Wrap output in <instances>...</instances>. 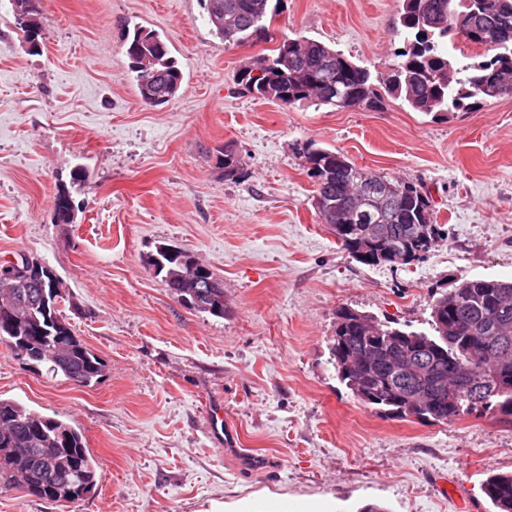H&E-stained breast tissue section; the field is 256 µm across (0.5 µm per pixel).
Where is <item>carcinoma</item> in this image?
Returning <instances> with one entry per match:
<instances>
[{"label":"carcinoma","instance_id":"obj_1","mask_svg":"<svg viewBox=\"0 0 512 512\" xmlns=\"http://www.w3.org/2000/svg\"><path fill=\"white\" fill-rule=\"evenodd\" d=\"M280 0H204L207 17L224 14V24H211L215 35L228 44L269 42L270 26ZM404 52L393 72L383 80L384 93L423 114L454 112L468 107L472 98L512 97V0H397ZM25 15L13 14L22 33L43 25L37 0H25ZM468 33L464 41L483 48L482 60L459 65L448 45ZM128 69L143 91L149 73L170 83L168 95L177 96L182 72L162 36L141 26L126 34ZM262 76L239 71L238 81L256 97L293 106L304 101L347 108L352 100L360 108L383 105L371 71L324 43L306 37L288 38L255 61ZM307 174L315 183L321 222L328 225L342 248L367 266L388 265L386 253L398 250L411 261L426 257L441 227L435 224L430 199L413 182L357 166L339 150L307 145L303 152ZM70 192L61 188L54 198L58 222L73 218ZM375 224H386L388 236L367 239ZM408 224L427 225V238H410ZM191 255L171 248L157 249L152 259L156 272L171 285L188 271ZM11 269L0 265V338L35 366L45 365L52 376L84 386L97 381L103 363L60 317L56 277L41 288L9 287ZM455 294L431 303L429 331H414L388 324L372 338L360 332L354 318L336 311L332 361L341 382L364 392L374 405L399 417L444 422L465 415L498 413L512 417V279L464 280ZM175 295L188 307L215 317L224 316V289L203 293L177 289ZM33 297L32 306L18 320L6 317L15 303ZM486 336L481 353L470 350L469 330ZM424 344L420 357L426 363L417 376L398 363H386L387 352L412 356L415 343ZM350 351L362 364L347 371L339 354ZM430 392L419 408L403 409L407 392ZM99 464L85 444L80 429L46 417L12 401L0 399V493L21 487L30 496L74 502L96 486ZM483 492L496 512H512V473H495Z\"/></svg>","mask_w":512,"mask_h":512}]
</instances>
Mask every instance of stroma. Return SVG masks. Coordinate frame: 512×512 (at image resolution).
<instances>
[{"label": "stroma", "instance_id": "stroma-1", "mask_svg": "<svg viewBox=\"0 0 512 512\" xmlns=\"http://www.w3.org/2000/svg\"><path fill=\"white\" fill-rule=\"evenodd\" d=\"M41 9L33 53L0 0V263L25 254L55 274L60 315L103 371L88 386L55 378L0 341V398L79 428L99 470L79 501L12 490L0 512H494L482 485L512 472V421L369 408L337 378L330 344L338 308L419 330L434 294L512 279V98L435 117L391 97L377 111L286 108L237 83L264 47L225 44L202 0ZM397 18L396 0H282L273 27L382 78L403 47ZM134 26L158 32L183 74L166 105L145 104L128 71ZM310 143L420 184L438 245L403 268L356 262L315 209ZM64 187L69 224L53 208ZM163 245L223 281V317L170 293L152 264ZM217 405L262 468L214 443Z\"/></svg>", "mask_w": 512, "mask_h": 512}]
</instances>
